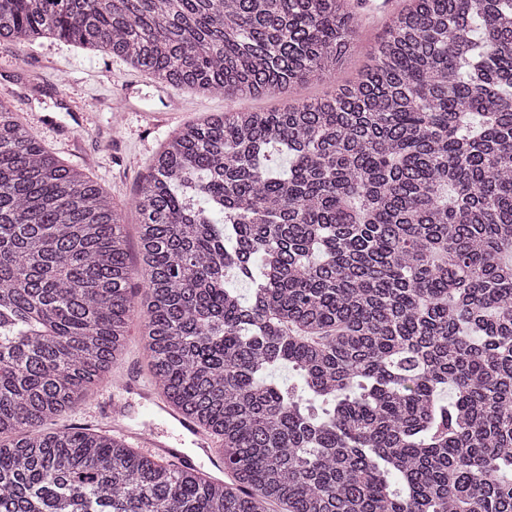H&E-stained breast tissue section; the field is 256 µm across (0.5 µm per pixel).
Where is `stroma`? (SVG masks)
<instances>
[{
  "instance_id": "stroma-1",
  "label": "stroma",
  "mask_w": 512,
  "mask_h": 512,
  "mask_svg": "<svg viewBox=\"0 0 512 512\" xmlns=\"http://www.w3.org/2000/svg\"><path fill=\"white\" fill-rule=\"evenodd\" d=\"M359 20L361 52L344 68L350 78L367 63L403 0H351ZM132 84V110L112 111L119 87ZM331 83L302 85L286 97L253 99L188 89L160 92L149 75L131 72L117 57L88 55L58 40L0 42V100L10 102L41 141L70 166L97 181L114 203H127L148 175L155 155L184 124L204 116L300 104L334 93ZM172 110L150 127L143 113Z\"/></svg>"
}]
</instances>
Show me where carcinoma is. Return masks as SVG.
Segmentation results:
<instances>
[{
    "instance_id": "1",
    "label": "carcinoma",
    "mask_w": 512,
    "mask_h": 512,
    "mask_svg": "<svg viewBox=\"0 0 512 512\" xmlns=\"http://www.w3.org/2000/svg\"><path fill=\"white\" fill-rule=\"evenodd\" d=\"M40 39L228 97L359 45L349 0H0V41ZM132 206L140 266L0 100V512H512V0H407L332 95L181 127ZM135 318L228 480L45 430Z\"/></svg>"
}]
</instances>
